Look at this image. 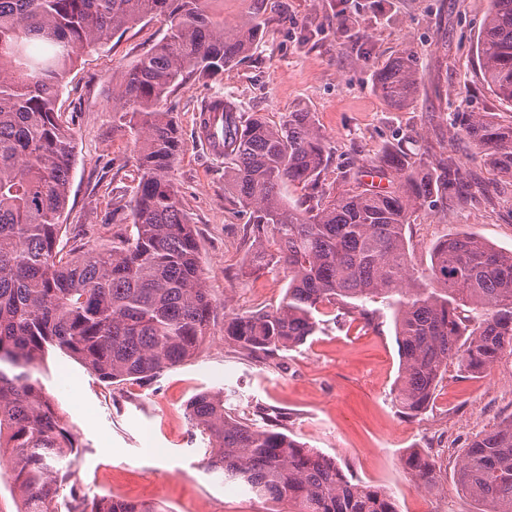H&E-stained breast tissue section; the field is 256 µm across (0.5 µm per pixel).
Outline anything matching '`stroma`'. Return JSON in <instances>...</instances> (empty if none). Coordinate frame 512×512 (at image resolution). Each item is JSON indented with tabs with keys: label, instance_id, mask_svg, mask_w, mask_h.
Here are the masks:
<instances>
[{
	"label": "stroma",
	"instance_id": "stroma-1",
	"mask_svg": "<svg viewBox=\"0 0 512 512\" xmlns=\"http://www.w3.org/2000/svg\"><path fill=\"white\" fill-rule=\"evenodd\" d=\"M259 7L255 49L208 82L174 88L166 100L182 140L175 177L200 240L215 325L191 358L143 384L106 383L79 360L49 354L41 379L83 444L76 475L88 496L156 503L166 512H273L271 502L205 471V445L185 408L195 393L211 389L223 391L242 417L258 405L285 412L291 434L393 491L400 512H476L456 487L455 464L474 436L512 414V355L475 377L450 369L429 410L408 418L392 395L399 355L391 309L381 308L374 330L326 322L280 359L257 360L225 342V311L269 310L286 281L278 269L246 275L244 219L224 184L223 162L197 138L196 118L218 94L271 123L290 112L311 113L331 147L321 176L327 188L344 174L369 170L391 147L455 156L467 176L462 193L411 218L414 268L424 271L432 247L456 232L512 251V185L472 158L466 142L451 140L446 122L462 111L512 122V107L499 102L478 70L476 45L490 0H261ZM340 14L359 17L360 27L337 29ZM166 29L157 17L122 27L105 44L81 51L66 76L58 107L74 130L76 155L68 240L111 242L113 215H130L138 147L112 110V74ZM403 53L416 58L420 80L414 99L397 107L378 93L372 75ZM411 448L435 458L441 491L413 486L403 469Z\"/></svg>",
	"mask_w": 512,
	"mask_h": 512
}]
</instances>
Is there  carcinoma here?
I'll list each match as a JSON object with an SVG mask.
<instances>
[{
    "instance_id": "carcinoma-1",
    "label": "carcinoma",
    "mask_w": 512,
    "mask_h": 512,
    "mask_svg": "<svg viewBox=\"0 0 512 512\" xmlns=\"http://www.w3.org/2000/svg\"><path fill=\"white\" fill-rule=\"evenodd\" d=\"M223 0H0V449H11L17 512H161L103 496L91 502L72 469L82 448L39 377L46 356L80 360L104 382L147 381L183 363L210 335L212 296L201 249L174 177L182 151L167 93L205 80L257 45L261 22L224 26ZM147 16L167 30L144 55L112 73V111L128 119L139 145L132 224L110 243H63L74 132L57 103L80 51ZM482 81L512 106V0H490L478 40ZM419 68L388 61L375 88L401 106L414 98ZM201 112L224 119V181L245 217L255 272L282 269L279 305L224 313V340L273 358L321 330L328 309L376 328L380 303L393 310L400 366L394 400L410 417L427 410L452 366L481 372L512 355V252L470 233L431 250L416 275L405 230L412 214L445 194L463 173L454 158L434 162L391 150L367 187L342 177L320 184L330 149L309 112L272 124L244 117L229 97ZM451 138L468 141L512 178V123L489 112H454ZM300 186L292 202L286 188ZM186 418L207 443V469L288 512H400L394 494L345 473L336 458L282 432L283 414L258 407L241 418L222 392L202 390ZM414 484L439 488L436 462L407 452ZM456 482L479 512H512V415L475 437L458 457Z\"/></svg>"
}]
</instances>
